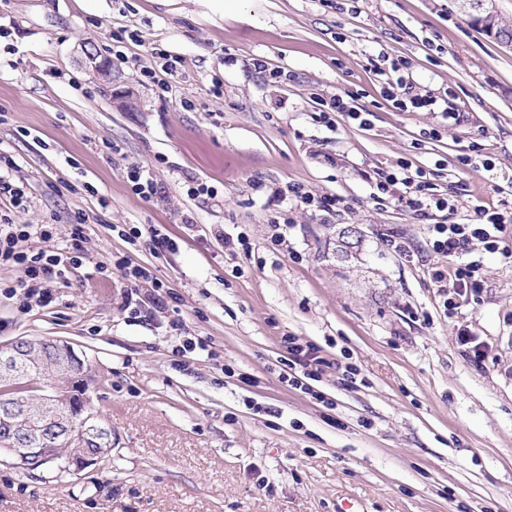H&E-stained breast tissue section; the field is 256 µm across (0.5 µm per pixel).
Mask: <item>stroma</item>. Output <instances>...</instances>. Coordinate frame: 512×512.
Segmentation results:
<instances>
[{"label":"stroma","instance_id":"stroma-1","mask_svg":"<svg viewBox=\"0 0 512 512\" xmlns=\"http://www.w3.org/2000/svg\"><path fill=\"white\" fill-rule=\"evenodd\" d=\"M0 26V151L30 199L17 221L62 239L80 212L88 237L50 302L0 296V345L69 341L112 430L111 455L76 475L0 456V512H337L345 497L358 512H512V259L473 243L458 261H480L484 289L449 311L432 280L449 261L429 244L430 225L477 223V206L512 213V50L455 0H0ZM86 41L132 98L102 91ZM159 51L185 61L165 94L132 68ZM381 52L407 57L455 118L383 100L367 66ZM336 94L368 126L321 122ZM474 147L490 169L462 165ZM133 161L162 196L132 192ZM402 161L448 209L374 199L373 172ZM192 179L215 197L189 198ZM294 182L346 210L296 207ZM279 210L292 221L276 245ZM132 225L163 226L175 249L127 242ZM241 231L251 252L224 243ZM123 256L168 285L174 311L131 293ZM176 316L219 361L177 351ZM287 336L322 348V400L282 383Z\"/></svg>","mask_w":512,"mask_h":512}]
</instances>
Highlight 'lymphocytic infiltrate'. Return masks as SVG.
I'll list each match as a JSON object with an SVG mask.
<instances>
[{"instance_id":"lymphocytic-infiltrate-1","label":"lymphocytic infiltrate","mask_w":512,"mask_h":512,"mask_svg":"<svg viewBox=\"0 0 512 512\" xmlns=\"http://www.w3.org/2000/svg\"><path fill=\"white\" fill-rule=\"evenodd\" d=\"M389 71L391 76L382 87L381 95L393 108L402 112H432L439 109L444 117H451V110L441 109L438 97L416 86L405 57L390 58ZM14 167L13 159L0 153V198L9 205L8 212H0V268H12L19 272L16 279L0 287V295L15 300L21 309L26 310L51 299L53 288L66 282L69 269L81 264L85 256V216L75 213L70 221L69 236L59 243L54 240L52 225L15 223L12 211L26 210L30 201L24 186L14 182L9 175ZM373 182L376 190L382 194L390 193L394 186H402L398 200L414 211L430 205L438 209L448 206L447 198L434 194L431 185L421 176L410 175L409 166L404 162L394 170H376ZM479 215L480 221L476 224L433 225L430 239L432 250L453 258L477 241L487 251H498L507 217L496 208L485 206L481 207ZM31 238L38 239V246L20 248V241ZM433 280L438 290L452 288L454 294L465 301L478 294L482 286L480 265L475 261L455 266L445 273H435ZM287 343L292 356L291 364L298 369L297 374L288 377V384L299 388L304 380H320L328 362L321 356L319 347L301 342L295 336L288 337Z\"/></svg>"}]
</instances>
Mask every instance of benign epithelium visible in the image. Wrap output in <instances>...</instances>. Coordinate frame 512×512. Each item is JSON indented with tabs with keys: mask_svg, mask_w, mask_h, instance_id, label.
<instances>
[{
	"mask_svg": "<svg viewBox=\"0 0 512 512\" xmlns=\"http://www.w3.org/2000/svg\"><path fill=\"white\" fill-rule=\"evenodd\" d=\"M486 3L488 0H457L461 12L479 18L481 25L491 35L499 37L501 44L511 45V37L499 34L501 30L499 12L488 8ZM82 52L84 64L101 77L106 91L110 92L112 85L124 82L122 73L108 66L93 45L89 43L84 45ZM3 350L4 356L0 358V380L14 386L32 385V379L18 376L20 365L30 359L26 349L20 347V342L17 341L3 347ZM78 360L80 356L70 344L57 346L54 359L45 366L43 378L35 384V388L40 391L41 402L28 406L24 410L28 419L43 422V427L52 428V433L66 442L75 439L72 427L68 426V422L64 419L51 418L49 414L52 412L61 414L69 406L71 392L68 387L58 383V377L69 373L74 362ZM0 453L19 461L30 470L53 463L59 469L65 468L72 474H78L98 463V458L93 455L84 456L78 461L60 460L51 448H3Z\"/></svg>",
	"mask_w": 512,
	"mask_h": 512,
	"instance_id": "benign-epithelium-1",
	"label": "benign epithelium"
}]
</instances>
